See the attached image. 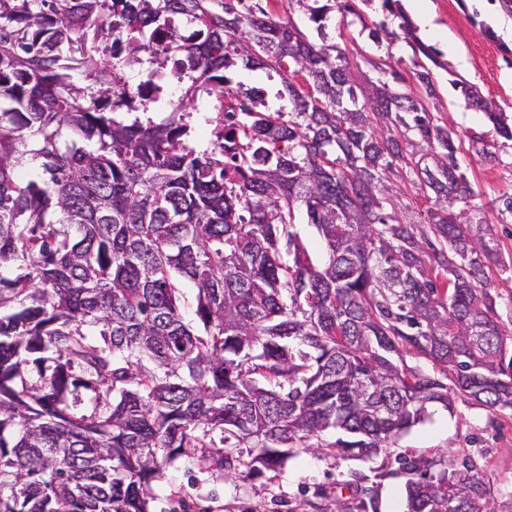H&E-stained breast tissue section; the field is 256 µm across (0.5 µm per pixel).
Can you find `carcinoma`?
<instances>
[{"label": "carcinoma", "mask_w": 512, "mask_h": 512, "mask_svg": "<svg viewBox=\"0 0 512 512\" xmlns=\"http://www.w3.org/2000/svg\"><path fill=\"white\" fill-rule=\"evenodd\" d=\"M293 2L321 31L336 11L361 23L378 51L406 40L416 95L361 80L256 0H0V512H150L182 457L238 474L217 431L260 475L296 448L376 455L432 403L512 409L499 251L458 208L474 189L431 112L436 51L400 0H381L395 29L364 24L375 0ZM238 59L278 74L288 112L229 88ZM145 61L190 85L159 122L119 120L163 90L130 84ZM213 88L199 153L188 118ZM462 93L512 142L493 101ZM396 165L426 221L398 212ZM331 429L349 439L319 442ZM398 463L408 512H496L472 462ZM299 222L300 224H296L295 230L298 232L301 241L307 247L313 260L322 261L325 253L316 229L309 224H304L302 217H300ZM508 269L505 271L501 267L492 264L487 273L491 284V293L498 295L496 308L499 321L507 329H510L512 328V288L510 295V288H507L508 283L506 279L510 280V277H512V266Z\"/></svg>", "instance_id": "obj_1"}]
</instances>
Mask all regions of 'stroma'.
<instances>
[{
  "mask_svg": "<svg viewBox=\"0 0 512 512\" xmlns=\"http://www.w3.org/2000/svg\"><path fill=\"white\" fill-rule=\"evenodd\" d=\"M438 35L430 44L442 69L436 112L461 139L460 164L475 190L468 207L483 221L499 251L512 256V218L499 214L496 200L512 194V142L496 135L481 113L465 106L460 84L475 87L512 117V11L503 0H427ZM329 42L344 48L352 68L372 74L374 53L356 27L332 17ZM451 463L470 459L491 489L496 512H512V411H493L478 402L447 410L430 404L423 422L400 434L372 457L302 451L262 476L224 478L193 458L167 466L152 512H331L335 502L351 512H406L405 482L396 456Z\"/></svg>",
  "mask_w": 512,
  "mask_h": 512,
  "instance_id": "1",
  "label": "stroma"
}]
</instances>
